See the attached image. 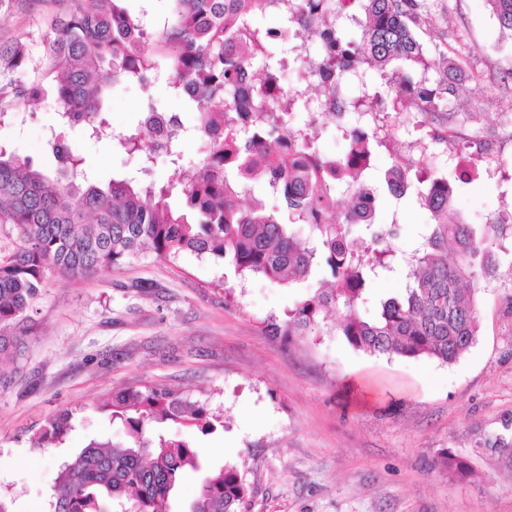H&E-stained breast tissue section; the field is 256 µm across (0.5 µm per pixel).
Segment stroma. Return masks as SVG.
<instances>
[{
    "mask_svg": "<svg viewBox=\"0 0 512 512\" xmlns=\"http://www.w3.org/2000/svg\"><path fill=\"white\" fill-rule=\"evenodd\" d=\"M65 0H11L0 9V41L25 40L62 12ZM437 77L459 67L444 112L401 114L392 98L379 110L395 125L389 151L409 143L427 150L437 169L455 174L496 139L481 178L458 184L454 207L469 224L512 212V34L486 0H421L413 27ZM170 106L184 125L195 115L172 102L165 78L150 89L122 84L108 110L114 132L137 131L146 96ZM57 122L53 97L13 109L0 126V147L56 166L38 136ZM100 184L129 174L163 186L173 167L158 161L140 173L135 155L81 127L66 133ZM377 221L399 223L395 246L411 250L429 215L410 198L381 196ZM495 277L479 280L475 344L446 364L427 358L370 355L325 325L302 337L275 336L304 296L301 288L241 277L208 258L161 259L143 253L84 279L48 277L34 304L25 348L0 366L13 384L0 392V498L12 512H50L60 465L91 440H125L109 405L125 388H158L224 418L223 429L191 438L202 467L187 472L170 498L188 512L205 477L238 465L249 489L244 512H512V234L502 240ZM68 412L72 428L56 448L33 445L51 417ZM445 451L465 458L466 476L434 468Z\"/></svg>",
    "mask_w": 512,
    "mask_h": 512,
    "instance_id": "1",
    "label": "stroma"
}]
</instances>
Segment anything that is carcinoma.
<instances>
[{"mask_svg":"<svg viewBox=\"0 0 512 512\" xmlns=\"http://www.w3.org/2000/svg\"><path fill=\"white\" fill-rule=\"evenodd\" d=\"M125 0H67L68 8L27 36L40 49V66L27 73V43H0V123L7 114L35 101L43 79L57 78L59 127L46 147L57 161L48 173L28 157L0 147V219L20 232L21 244L0 262V362L19 359L27 338L26 322L47 274L89 278L144 252L175 259L190 253L224 262L238 275H260L288 286L321 283L269 326L285 336H302L337 316L335 330L355 349L388 357H427L451 363L475 343L480 324L470 282L491 278L499 269L494 247L503 224H466L452 209L454 184L448 175L428 171L422 158L389 152L384 183L417 182L418 204L430 217L409 252L391 244L398 224L375 228L327 216L341 205L338 186L350 196L364 187L336 157L321 154L315 138L301 145V163L281 148L288 127L301 129L297 114L308 109L307 91L282 109L271 91L279 84L284 58L294 46L283 38L279 51L259 26L269 0H171V15L147 26ZM365 20L361 38L346 42L335 20L320 37L331 64L312 77L327 95L363 64L375 69L384 91L413 97L432 111L448 105V69L433 89L419 87L407 65L429 69L426 51L411 27L418 0H359ZM501 28L512 32V0H487ZM331 10L330 3L297 0L280 13L296 26L300 10ZM172 71L169 95L197 114L189 132L201 136L214 126L222 135L209 140L201 159L185 157L184 134L171 136L163 152L150 145V130L140 119L138 132L110 135L106 100L119 84H148L160 61ZM252 69L249 93L240 90V70ZM195 85L186 97L183 86ZM86 126L91 137L112 136V143L148 163L165 158L178 170L176 184L155 188L128 175L106 186L93 183L84 158L65 138L64 128ZM256 185L268 187L280 204L255 200L237 203ZM306 226L300 240L290 232ZM407 269L405 288L381 298L379 311L367 316L366 283ZM112 419L124 424L126 444L91 442L64 462L54 486L52 512H170V497L183 475L200 469L194 444L167 435L156 425L183 422L203 434L224 427L223 417L156 388H128L112 396ZM71 416L50 418L39 436L42 446L62 441ZM435 465L458 475L466 462L449 452ZM246 495L238 466L227 464L205 478L190 512H242Z\"/></svg>","mask_w":512,"mask_h":512,"instance_id":"cac0c4a2","label":"carcinoma"}]
</instances>
